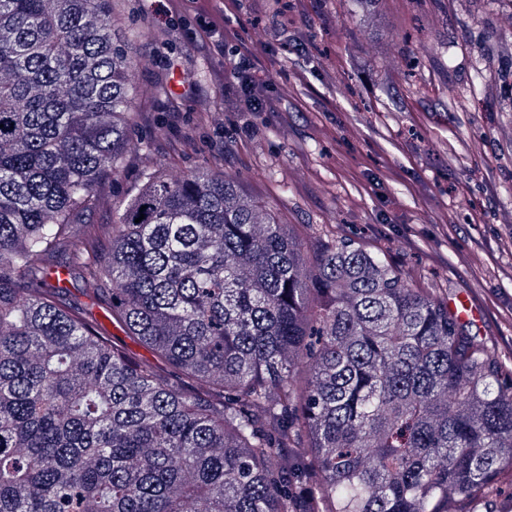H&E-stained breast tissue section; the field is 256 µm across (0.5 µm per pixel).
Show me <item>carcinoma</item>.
Listing matches in <instances>:
<instances>
[{"mask_svg":"<svg viewBox=\"0 0 512 512\" xmlns=\"http://www.w3.org/2000/svg\"><path fill=\"white\" fill-rule=\"evenodd\" d=\"M134 67L109 0H0V512H473L512 367L385 252L150 172L105 266L40 263L132 147ZM78 262L195 389L59 306Z\"/></svg>","mask_w":512,"mask_h":512,"instance_id":"carcinoma-1","label":"carcinoma"}]
</instances>
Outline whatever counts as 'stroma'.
Masks as SVG:
<instances>
[{"instance_id":"35a3bbf8","label":"stroma","mask_w":512,"mask_h":512,"mask_svg":"<svg viewBox=\"0 0 512 512\" xmlns=\"http://www.w3.org/2000/svg\"><path fill=\"white\" fill-rule=\"evenodd\" d=\"M251 0L228 15L223 54L180 0H113L135 55L132 149L71 240L112 247L120 205L145 173L209 170L308 237L314 224L386 250L408 280L468 298L473 333L512 360V0ZM246 56L269 109L224 85L222 59ZM60 293L99 331L171 380L113 320L111 297Z\"/></svg>"}]
</instances>
